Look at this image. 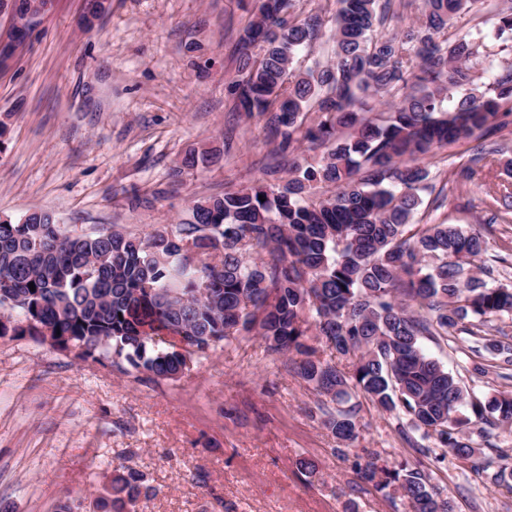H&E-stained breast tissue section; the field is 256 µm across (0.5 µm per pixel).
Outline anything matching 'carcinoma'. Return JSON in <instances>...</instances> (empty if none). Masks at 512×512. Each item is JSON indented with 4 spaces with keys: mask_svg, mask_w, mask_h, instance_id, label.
Listing matches in <instances>:
<instances>
[{
    "mask_svg": "<svg viewBox=\"0 0 512 512\" xmlns=\"http://www.w3.org/2000/svg\"><path fill=\"white\" fill-rule=\"evenodd\" d=\"M295 0H255L239 38L236 107L266 117L278 151L303 139L328 148L318 166L296 160L271 167L289 177L197 200L191 217L170 229L135 236L114 227L78 234L44 211L0 222V310L17 311L29 332L60 330V345L86 347L85 358L111 354L158 378L186 366L177 349L152 347L177 336L205 353L239 331L261 336L267 349L302 355L296 373L336 408L325 425L341 443L359 436L367 400L405 421L422 438L484 482L512 494V466L479 464L470 427L512 425V395L467 399L460 382L424 350L421 339L484 341L496 367L512 366V336L496 324L512 315V287L464 274L487 267L480 231L421 224V193L430 172L419 157L508 125L512 68L480 81L484 40L512 35V0L494 4L489 33L466 38L452 21L478 12L480 0H423L401 33L387 30L391 0H336L330 19H299ZM334 29L330 60L302 65L324 22ZM399 98L372 119L368 99ZM212 159L188 152L184 168ZM264 200H259V197ZM210 240L195 260L165 241ZM34 283L35 290L29 289ZM342 369L304 343L309 324ZM468 404L474 419L459 416ZM358 478L413 512H456L455 501L408 460L390 463L366 451ZM142 476L117 474L96 497L99 512H124Z\"/></svg>",
    "mask_w": 512,
    "mask_h": 512,
    "instance_id": "1",
    "label": "carcinoma"
}]
</instances>
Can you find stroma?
<instances>
[{
    "instance_id": "obj_1",
    "label": "stroma",
    "mask_w": 512,
    "mask_h": 512,
    "mask_svg": "<svg viewBox=\"0 0 512 512\" xmlns=\"http://www.w3.org/2000/svg\"><path fill=\"white\" fill-rule=\"evenodd\" d=\"M83 8L55 0L16 44L0 17V42L13 46L0 62V221L42 210L78 233H150L197 199L267 181L276 144L228 92L251 19L243 0H112L91 25ZM487 142L498 152L476 165L471 142L424 158L434 190L422 209L428 222L480 230L493 279L512 285V210L498 201L512 181L500 166L512 158V125ZM201 148L219 161L181 168ZM468 166L470 180L451 181ZM470 346L423 342L470 394H512V377L473 372ZM187 359L177 378L153 379L25 330L0 338V512L66 501L93 512L96 491L129 469L150 492L126 512H395L356 475L369 450L420 461L457 512H512V495L439 452L419 455L417 433L369 403L358 440L337 455L319 396L256 333ZM305 459L314 474L301 471Z\"/></svg>"
}]
</instances>
